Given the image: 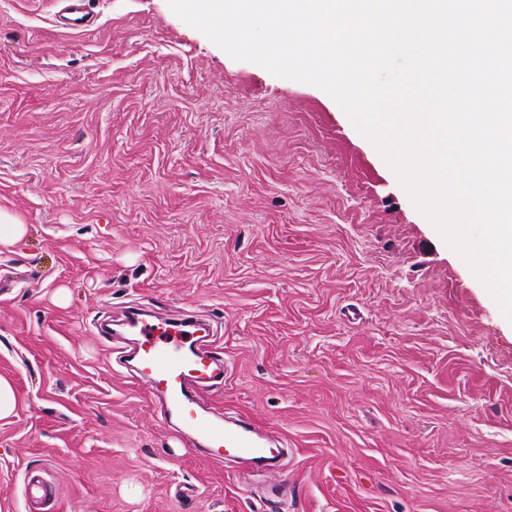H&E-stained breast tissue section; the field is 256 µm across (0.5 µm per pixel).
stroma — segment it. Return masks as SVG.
Instances as JSON below:
<instances>
[{
	"label": "stroma",
	"instance_id": "obj_1",
	"mask_svg": "<svg viewBox=\"0 0 512 512\" xmlns=\"http://www.w3.org/2000/svg\"><path fill=\"white\" fill-rule=\"evenodd\" d=\"M0 0V512H512V323L323 90L168 0ZM217 329L205 392L288 443L242 475L175 432L96 325ZM27 232V225L22 224L13 213L0 209V253L9 251ZM26 487V504L28 512L48 511L46 507L51 501L52 492L42 476L38 473L28 472L24 478Z\"/></svg>",
	"mask_w": 512,
	"mask_h": 512
}]
</instances>
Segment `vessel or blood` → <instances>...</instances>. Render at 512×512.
Masks as SVG:
<instances>
[{"instance_id":"vessel-or-blood-1","label":"vessel or blood","mask_w":512,"mask_h":512,"mask_svg":"<svg viewBox=\"0 0 512 512\" xmlns=\"http://www.w3.org/2000/svg\"><path fill=\"white\" fill-rule=\"evenodd\" d=\"M126 342L123 355L132 363L150 400L176 421L191 444L214 462L230 460L245 470L277 471L283 449L265 427L249 421H228L205 410L200 391L222 380L223 367L210 349L209 324L194 315L164 316L144 308L126 312L117 329L101 327ZM28 512H45L52 492L42 476L25 478Z\"/></svg>"}]
</instances>
